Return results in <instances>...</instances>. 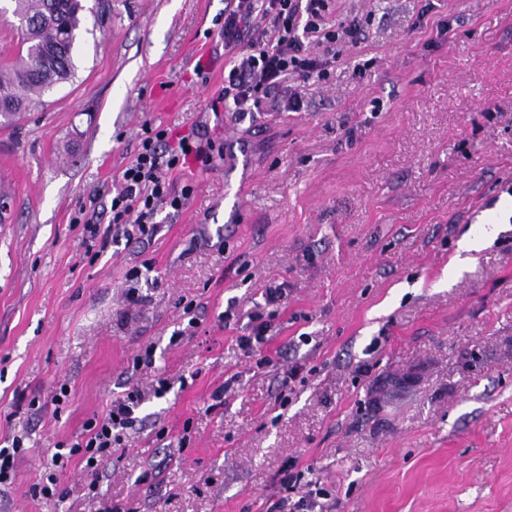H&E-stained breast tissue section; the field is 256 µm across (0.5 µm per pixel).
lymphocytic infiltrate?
Returning a JSON list of instances; mask_svg holds the SVG:
<instances>
[{"instance_id":"f902f5d3","label":"lymphocytic infiltrate","mask_w":512,"mask_h":512,"mask_svg":"<svg viewBox=\"0 0 512 512\" xmlns=\"http://www.w3.org/2000/svg\"><path fill=\"white\" fill-rule=\"evenodd\" d=\"M336 0H227L224 8V53L230 69L216 100L232 103L235 111L264 112L276 93L284 98L282 112L303 108L302 82L328 83L345 55L356 50L370 25V15L337 18ZM215 143L196 133L174 137L171 129L152 124L141 128L134 159L121 175L111 199L112 217L100 228L86 213L76 216L85 236L90 261L100 257L96 243H145L156 235V218L163 210L181 212L193 193L191 186H176L172 174L188 160L211 165ZM144 393L132 387L113 398L107 411L88 419L83 432L68 442L65 455H78L87 467L97 468L121 447Z\"/></svg>"}]
</instances>
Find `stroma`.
Returning <instances> with one entry per match:
<instances>
[{
  "mask_svg": "<svg viewBox=\"0 0 512 512\" xmlns=\"http://www.w3.org/2000/svg\"><path fill=\"white\" fill-rule=\"evenodd\" d=\"M108 3L74 78L0 130V440L30 430L0 512H268L291 460L322 512H512V0H346L375 17L332 79L245 115L212 108L226 0ZM147 122L205 126L224 156L174 173L194 193L150 243L89 262L72 219L108 226ZM274 282L259 369L237 338ZM131 386L123 448L32 499L56 443Z\"/></svg>",
  "mask_w": 512,
  "mask_h": 512,
  "instance_id": "35a3bbf8",
  "label": "stroma"
}]
</instances>
